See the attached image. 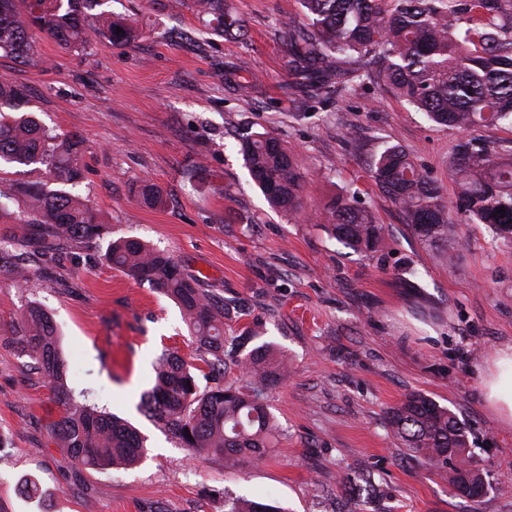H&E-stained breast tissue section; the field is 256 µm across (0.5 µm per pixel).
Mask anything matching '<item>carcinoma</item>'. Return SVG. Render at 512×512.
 Wrapping results in <instances>:
<instances>
[{
    "label": "carcinoma",
    "instance_id": "obj_1",
    "mask_svg": "<svg viewBox=\"0 0 512 512\" xmlns=\"http://www.w3.org/2000/svg\"><path fill=\"white\" fill-rule=\"evenodd\" d=\"M95 2L0 0V51L22 63L33 62L36 31L64 48L85 49L84 21ZM302 5L308 23L290 22L281 30L296 77L291 89L330 102L367 78L392 89L433 122L459 132L512 125V0H302ZM193 8L214 31L244 36L238 20L224 12V0H193ZM95 21L97 33L113 43L129 44L139 36L133 26L110 16L98 14ZM247 72L245 62H233L224 66V81L246 93L250 85L242 74ZM28 104L23 88L0 79V163L30 166L34 172L44 169L59 188L51 189L41 180L19 182L0 191V208L14 202L27 215L25 223L50 225L49 249L64 240L101 237L105 227L95 209L73 192L84 178L82 140L46 129L25 111ZM239 144L250 176L269 204L298 210L301 177L292 155L275 138L248 130L239 134ZM449 172L460 187L456 210L492 227L498 239L512 245V150L500 153L473 139L461 142ZM371 173L401 207L419 241L433 244L455 233L440 187L403 148H386ZM140 196L150 206L163 201L150 181L143 183ZM317 219L354 250L373 253L385 246L383 225L348 193L336 196ZM106 260L178 305L215 381L199 389L197 366L174 352L165 353L158 360L155 386L141 398L142 412L191 452L221 457L226 466L264 456L278 432L268 394L286 376L275 346L264 342L238 359L247 377L244 384H221L225 359H237L236 350L225 349L224 309L183 277L169 254L138 239L112 242ZM11 340L63 407L50 437L76 464L108 470L141 460L144 438L135 428L74 395L47 311L28 304ZM385 420L401 447L437 469L460 495L473 499L485 490L481 474L465 457L469 430L449 408L413 393L388 408ZM372 492L371 477L362 473L343 483L341 497ZM227 512L278 510L238 498Z\"/></svg>",
    "mask_w": 512,
    "mask_h": 512
}]
</instances>
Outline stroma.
<instances>
[{"instance_id": "35a3bbf8", "label": "stroma", "mask_w": 512, "mask_h": 512, "mask_svg": "<svg viewBox=\"0 0 512 512\" xmlns=\"http://www.w3.org/2000/svg\"><path fill=\"white\" fill-rule=\"evenodd\" d=\"M243 22L236 40L204 27L187 0H100L131 21L135 43L91 38L86 49L36 34L37 62L0 53V76L23 86L48 128L83 141L87 196L103 238L59 244L46 255V227L0 211V512H226L229 499L270 502L285 512H336L340 478L371 472L375 492L356 512H512V430L484 404L481 375L512 344V246L484 224L454 216L456 235L436 247L411 232L399 205L372 178L375 158L403 147L454 200L448 167L470 137L512 149V126L462 134L365 81L321 103L290 94L284 24L303 21L300 0H224ZM246 59L251 96L224 81ZM276 138L302 177L300 207L272 210L251 179L238 134ZM157 184L160 207L136 188ZM355 193L386 228L384 250L365 255L330 228L307 222L337 194ZM28 241L13 243V235ZM134 237L168 251L185 276L224 307L225 336L260 324L288 361L268 396L279 442L229 470L198 457L139 410L164 350L199 353L178 306L109 265L112 240ZM30 278L16 287L14 271ZM51 312L74 392L127 420L146 453L126 469L73 464L51 440L62 410L10 341L28 303ZM421 393L471 429L469 456L485 481L477 500L458 496L422 458L399 447L385 411ZM36 479L44 495L20 492Z\"/></svg>"}]
</instances>
